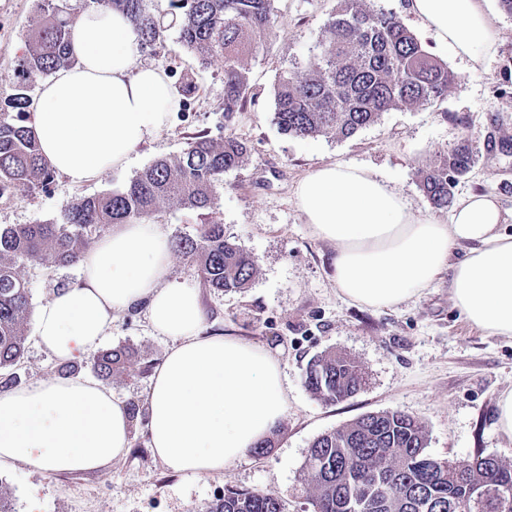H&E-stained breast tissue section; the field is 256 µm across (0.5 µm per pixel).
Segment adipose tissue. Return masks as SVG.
<instances>
[{
    "instance_id": "adipose-tissue-1",
    "label": "adipose tissue",
    "mask_w": 512,
    "mask_h": 512,
    "mask_svg": "<svg viewBox=\"0 0 512 512\" xmlns=\"http://www.w3.org/2000/svg\"><path fill=\"white\" fill-rule=\"evenodd\" d=\"M405 10L473 72L502 41L487 0H406ZM69 51L75 65L39 87L33 130L49 167L81 185L125 168L166 127L175 99L161 68L137 65L138 35L125 13L85 10ZM295 199L314 235L333 246L345 299L391 308L444 275L467 322L512 337V233L494 196L467 195L444 222L418 215L368 169L332 163L312 169ZM171 254L154 221L113 225L81 256L78 277L35 308L36 339L58 361L80 360L98 350L114 318L146 303L151 330L172 341L148 390L150 446L173 472L209 475L272 434L288 413L287 386L272 351L202 334L199 290L172 278ZM131 431L128 409L88 377L0 392V464L94 472L126 453Z\"/></svg>"
}]
</instances>
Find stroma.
Masks as SVG:
<instances>
[{
	"mask_svg": "<svg viewBox=\"0 0 512 512\" xmlns=\"http://www.w3.org/2000/svg\"><path fill=\"white\" fill-rule=\"evenodd\" d=\"M371 2L398 15L456 74L447 98L386 112L347 139L282 135L272 120L277 76L303 63L342 2L274 0L276 24L266 50L244 58L252 85L245 111L225 120L223 58L199 67L177 32L169 31L161 44L140 51L137 62L163 68L175 86L191 78L197 90L129 166L81 186L58 176L47 189L0 198L1 227L38 224L56 218L77 197L122 189L154 160L180 153L198 132L246 141L251 152L241 167L225 174L211 215L166 206L154 220L172 239L195 234L205 219L218 220L226 235L257 258L260 274L250 288L202 292L203 332L237 336L276 352L289 396L288 415L263 455H246L221 473L191 476L170 472L152 453L146 406L150 374L122 376L112 381V393L137 409L125 455L90 473L58 474L21 463L1 467L0 495L14 512H206L230 488L272 494L287 512H313L304 490L311 443L361 415L385 410L419 418L435 458L463 460L480 449L512 463V439L498 427L497 407L500 394L512 389V337L467 323L454 308L444 277L390 309L344 299L332 279V246L312 233L296 205L295 187L309 171L345 163L383 177L419 215L447 219L448 210L434 208L425 197L416 173L466 137L475 166L459 180L455 199L488 193L504 211H512V16L491 0L504 41L481 71L472 72L404 13L402 0ZM36 18V0H0V109L14 92L16 65ZM78 273L75 264L53 269L28 264L22 270L35 306ZM121 345L156 368L171 341L152 332L144 308L135 307L114 319L103 341L107 349ZM327 351L349 355L365 371L362 389L336 404L315 398L304 383L308 363Z\"/></svg>",
	"mask_w": 512,
	"mask_h": 512,
	"instance_id": "obj_1",
	"label": "stroma"
}]
</instances>
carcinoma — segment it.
Listing matches in <instances>:
<instances>
[{
	"instance_id": "obj_1",
	"label": "carcinoma",
	"mask_w": 512,
	"mask_h": 512,
	"mask_svg": "<svg viewBox=\"0 0 512 512\" xmlns=\"http://www.w3.org/2000/svg\"><path fill=\"white\" fill-rule=\"evenodd\" d=\"M87 2L129 16L142 49L163 41L176 26L200 65L224 58L225 120L245 109L251 86L243 58L271 38L273 0H168L166 10L155 0ZM343 2L301 67L277 78L273 121L284 135L349 138L391 109L446 97L457 80L394 13L369 9L365 0ZM38 9L8 101L16 114L0 113V197L19 188L44 187L55 177L33 131L29 91L36 78L75 63L67 51L75 15L69 0H39ZM248 151L236 137L218 141L198 133L182 152L154 161L123 189L68 203L59 222L0 228V389L20 384L15 368L25 352L31 314L20 276L24 265L74 264L108 226L150 220L164 205L213 209L224 173L242 164ZM473 166V150L463 140L418 171L420 187L434 207L444 209ZM174 249L213 292H240L259 272L257 259L213 220L199 225L195 235L175 239ZM136 365L135 353L118 346L81 363H62L57 373L70 376L89 366L110 381ZM363 383L359 365L335 351L317 356L306 369L307 389L330 404L351 397ZM305 467L314 512H512L501 509V495H512L511 464L482 451L469 459L439 461L427 451L425 426L399 410L364 414L318 436ZM478 488L484 493L477 497ZM207 512L286 510L273 495L229 489Z\"/></svg>"
}]
</instances>
